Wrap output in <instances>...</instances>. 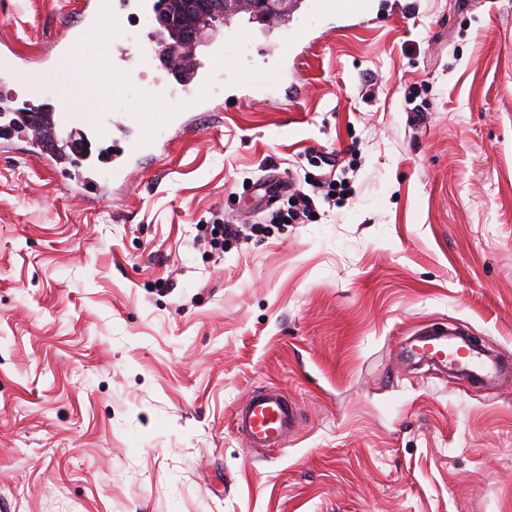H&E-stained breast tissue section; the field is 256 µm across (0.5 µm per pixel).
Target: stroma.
Returning a JSON list of instances; mask_svg holds the SVG:
<instances>
[{
	"instance_id": "obj_1",
	"label": "stroma",
	"mask_w": 512,
	"mask_h": 512,
	"mask_svg": "<svg viewBox=\"0 0 512 512\" xmlns=\"http://www.w3.org/2000/svg\"><path fill=\"white\" fill-rule=\"evenodd\" d=\"M88 0H0V50L51 45ZM208 107L158 58L66 67L85 113H150L156 148L99 195L0 134V512H512V375L475 386L409 360L455 327L512 364V0H300L197 50ZM96 70L97 91L79 98ZM342 207L218 252L305 172ZM263 385L301 408L248 448ZM209 245L213 249L224 251V244L229 241H236L242 234L234 224H211L204 226V234L208 237ZM299 408L277 386L254 390L235 412L237 433L249 448L279 447L298 421Z\"/></svg>"
}]
</instances>
